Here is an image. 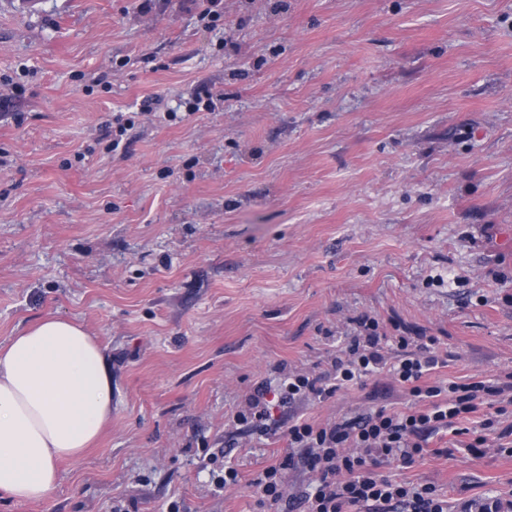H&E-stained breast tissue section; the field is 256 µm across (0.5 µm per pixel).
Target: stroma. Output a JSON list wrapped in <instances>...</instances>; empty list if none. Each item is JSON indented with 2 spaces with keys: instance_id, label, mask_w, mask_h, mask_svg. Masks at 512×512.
<instances>
[{
  "instance_id": "obj_1",
  "label": "stroma",
  "mask_w": 512,
  "mask_h": 512,
  "mask_svg": "<svg viewBox=\"0 0 512 512\" xmlns=\"http://www.w3.org/2000/svg\"><path fill=\"white\" fill-rule=\"evenodd\" d=\"M201 9L0 0V342L54 315L112 357L99 443L0 512H264L247 483L288 438L229 415L278 364L325 371L363 315L441 338L440 379L512 370V0ZM407 401L383 373L272 414ZM431 445L452 453L400 477L448 512L512 499V456Z\"/></svg>"
}]
</instances>
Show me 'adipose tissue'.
<instances>
[{"label": "adipose tissue", "instance_id": "obj_1", "mask_svg": "<svg viewBox=\"0 0 512 512\" xmlns=\"http://www.w3.org/2000/svg\"><path fill=\"white\" fill-rule=\"evenodd\" d=\"M112 418V360L74 320L48 316L0 343V493L47 499L58 464L81 458Z\"/></svg>", "mask_w": 512, "mask_h": 512}]
</instances>
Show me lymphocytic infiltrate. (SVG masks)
<instances>
[{"instance_id":"lymphocytic-infiltrate-1","label":"lymphocytic infiltrate","mask_w":512,"mask_h":512,"mask_svg":"<svg viewBox=\"0 0 512 512\" xmlns=\"http://www.w3.org/2000/svg\"><path fill=\"white\" fill-rule=\"evenodd\" d=\"M348 344L337 351L327 375L285 372L278 390L259 384L235 412L236 424L265 436L272 421L270 394L279 402L298 398L323 402L338 391L364 386L367 379L389 373L406 393L404 410L383 408L315 424L298 419L287 429L292 453L264 467L249 486L271 512H448V502L428 483H412L382 475L381 465L407 469L429 456L430 438L442 431L469 435L468 451L484 448L488 432L497 439L512 437V425L498 427L494 417L467 431L462 423L480 406H494L512 392V372L504 381L474 380L441 383L431 376L448 364L435 336L393 337L395 359H388L378 322L370 316L356 321ZM303 463L317 475L314 484L289 492L288 470Z\"/></svg>"}]
</instances>
